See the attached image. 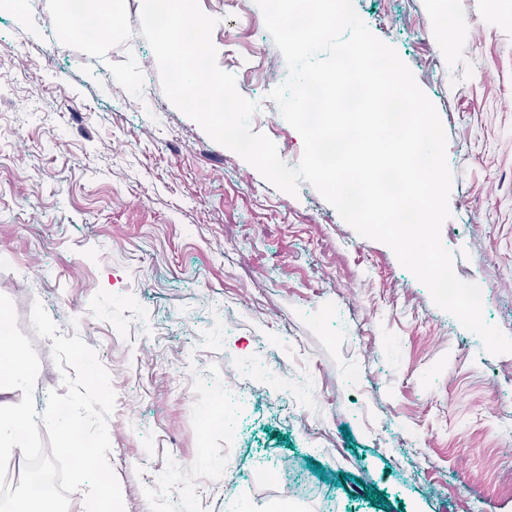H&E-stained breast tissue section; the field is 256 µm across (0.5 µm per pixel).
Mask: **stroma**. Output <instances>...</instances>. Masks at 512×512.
Segmentation results:
<instances>
[{"instance_id":"obj_1","label":"stroma","mask_w":512,"mask_h":512,"mask_svg":"<svg viewBox=\"0 0 512 512\" xmlns=\"http://www.w3.org/2000/svg\"><path fill=\"white\" fill-rule=\"evenodd\" d=\"M353 4L438 111L442 241L512 336V0ZM141 5L109 0L94 40L70 35L65 0H0V294L40 359L37 411L67 392L31 325L39 302L111 376L125 512H512V353H487L310 184L278 190L181 113ZM199 5L258 106L253 132L299 161L268 97L288 68L260 8ZM445 10L475 23L444 30ZM227 387L246 400L229 450L198 428Z\"/></svg>"}]
</instances>
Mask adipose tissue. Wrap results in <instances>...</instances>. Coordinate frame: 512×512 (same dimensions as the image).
I'll return each instance as SVG.
<instances>
[{
  "instance_id": "ef3b65f1",
  "label": "adipose tissue",
  "mask_w": 512,
  "mask_h": 512,
  "mask_svg": "<svg viewBox=\"0 0 512 512\" xmlns=\"http://www.w3.org/2000/svg\"><path fill=\"white\" fill-rule=\"evenodd\" d=\"M35 372L23 357L7 316L0 315V459L19 460L27 448V436L41 429L53 430L59 448L72 451L69 414L58 412L41 417L30 406L17 402L33 383Z\"/></svg>"
}]
</instances>
